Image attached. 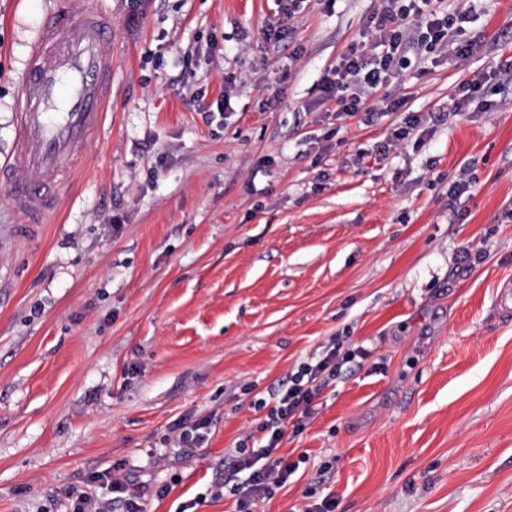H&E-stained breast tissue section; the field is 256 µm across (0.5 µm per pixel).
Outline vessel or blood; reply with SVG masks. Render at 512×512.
Returning <instances> with one entry per match:
<instances>
[{
  "label": "vessel or blood",
  "instance_id": "vessel-or-blood-1",
  "mask_svg": "<svg viewBox=\"0 0 512 512\" xmlns=\"http://www.w3.org/2000/svg\"><path fill=\"white\" fill-rule=\"evenodd\" d=\"M112 27L95 5L60 9L33 45L18 87L16 136L0 180L24 227L45 223L64 177L100 131L112 95Z\"/></svg>",
  "mask_w": 512,
  "mask_h": 512
}]
</instances>
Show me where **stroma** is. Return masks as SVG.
<instances>
[{
    "instance_id": "stroma-1",
    "label": "stroma",
    "mask_w": 512,
    "mask_h": 512,
    "mask_svg": "<svg viewBox=\"0 0 512 512\" xmlns=\"http://www.w3.org/2000/svg\"><path fill=\"white\" fill-rule=\"evenodd\" d=\"M59 1L0 0V160ZM99 7L104 130L34 235L0 182V512L107 495L87 479L115 466L144 512H235L214 492L264 443L257 400L335 338L351 354L255 512H512V92L450 110L512 64V0H434L483 53L407 47L403 110L342 117L323 82L377 0H303L279 38L277 0ZM409 112L440 120L382 152ZM182 422L201 440L169 447ZM491 83L498 89H512V65L499 67L478 74L475 79L460 87L458 94L452 99V112H469L470 104L485 84Z\"/></svg>"
}]
</instances>
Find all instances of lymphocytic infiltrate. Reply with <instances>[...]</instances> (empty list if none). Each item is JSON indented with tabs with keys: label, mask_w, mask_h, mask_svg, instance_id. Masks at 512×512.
<instances>
[{
	"label": "lymphocytic infiltrate",
	"mask_w": 512,
	"mask_h": 512,
	"mask_svg": "<svg viewBox=\"0 0 512 512\" xmlns=\"http://www.w3.org/2000/svg\"><path fill=\"white\" fill-rule=\"evenodd\" d=\"M407 19L414 21L422 44L444 50L448 58H469L483 50L482 43L476 41L450 40L448 31L452 20L437 11L423 12L419 0H379L364 27L360 46L350 48L341 56L331 78L325 82L323 91L326 97L335 99L338 115H355L375 95L379 96L383 109L396 111L405 105V98L391 94L389 88L398 84L405 67L401 53L410 41L403 25ZM488 83L511 90L512 65L483 72L466 82L452 100V111H468L476 94ZM341 349V343H331L316 363L303 364L287 386L275 394L274 403L260 425L266 442L259 450L239 446L235 468L246 472L247 477L229 489L236 498V512H254L257 501L286 485L297 470V463L277 456L276 451L287 427H301L312 401L324 389L328 378L334 376ZM259 457L266 461L260 469L254 466ZM98 480L108 486L110 497H94L83 488L72 486L66 491L63 512H143L131 488V478L122 468L99 474Z\"/></svg>",
	"instance_id": "1"
}]
</instances>
